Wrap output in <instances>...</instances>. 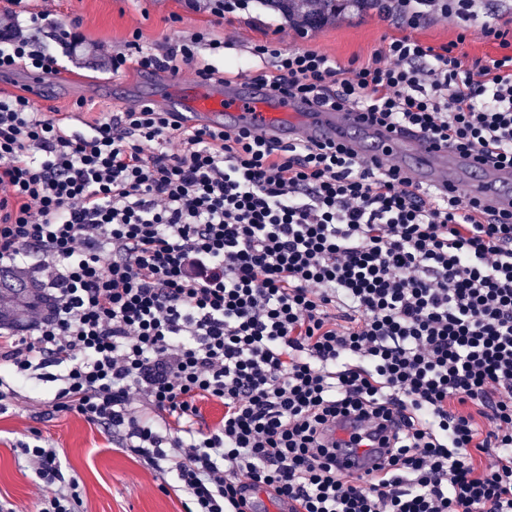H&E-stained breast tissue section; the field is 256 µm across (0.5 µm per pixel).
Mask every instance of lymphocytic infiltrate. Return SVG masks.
Segmentation results:
<instances>
[{"label": "lymphocytic infiltrate", "instance_id": "obj_1", "mask_svg": "<svg viewBox=\"0 0 512 512\" xmlns=\"http://www.w3.org/2000/svg\"><path fill=\"white\" fill-rule=\"evenodd\" d=\"M482 0H404L401 35L342 64L283 41L251 43L257 82L358 110L512 167V31L464 65L456 40L416 35L429 17L477 21ZM0 20V73L61 71ZM225 44L133 30L96 53L113 74L219 75ZM208 57H201V50ZM25 94H0V266L35 269L43 304L0 343V400L56 368L50 404L120 433L152 466L175 456L187 512H512V213L420 191L393 158L282 145L245 128L187 127L139 104L100 112L86 135ZM221 405L216 426L199 403ZM374 440L391 418L386 472L334 464L339 418ZM42 488L35 512H80L76 477L39 431L19 442Z\"/></svg>", "mask_w": 512, "mask_h": 512}]
</instances>
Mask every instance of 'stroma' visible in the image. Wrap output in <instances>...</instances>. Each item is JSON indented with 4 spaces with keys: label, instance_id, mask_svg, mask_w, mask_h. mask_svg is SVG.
I'll return each mask as SVG.
<instances>
[{
    "label": "stroma",
    "instance_id": "obj_1",
    "mask_svg": "<svg viewBox=\"0 0 512 512\" xmlns=\"http://www.w3.org/2000/svg\"><path fill=\"white\" fill-rule=\"evenodd\" d=\"M55 14L65 22L79 21L87 44L70 51L51 39V27L29 30L34 45L56 53L73 82L57 85L53 111H71L77 100L92 104L95 111L124 107L121 99L106 93L103 82L110 74L86 65L89 45L122 46L134 29L145 41L155 43L180 39L198 28H208L212 38L225 32L238 33L235 45L224 52L225 66H234L247 46L272 33L281 24L279 15L251 0L247 10L217 18L209 11L185 8L182 0H53ZM179 22H172V15ZM395 18L373 9L350 15L305 34L289 32L288 42L309 46L347 63L351 58H369L386 36L399 34ZM54 383L36 381L21 387L0 413V512H31L37 499V478L25 456L14 444L36 429L56 448L66 474L76 476L82 512H185L184 495L160 490L159 474L126 449L120 448L103 428L72 414L53 412L49 400Z\"/></svg>",
    "mask_w": 512,
    "mask_h": 512
}]
</instances>
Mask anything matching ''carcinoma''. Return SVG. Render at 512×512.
<instances>
[{
    "instance_id": "carcinoma-1",
    "label": "carcinoma",
    "mask_w": 512,
    "mask_h": 512,
    "mask_svg": "<svg viewBox=\"0 0 512 512\" xmlns=\"http://www.w3.org/2000/svg\"><path fill=\"white\" fill-rule=\"evenodd\" d=\"M288 22V26L304 31L336 21L349 12H362L378 6L380 0H260ZM0 291L10 294L17 311L13 320L33 309L36 303L31 285L5 270L0 273Z\"/></svg>"
}]
</instances>
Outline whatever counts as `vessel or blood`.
<instances>
[{"mask_svg": "<svg viewBox=\"0 0 512 512\" xmlns=\"http://www.w3.org/2000/svg\"><path fill=\"white\" fill-rule=\"evenodd\" d=\"M142 105L180 113L186 125L247 127L282 143L318 139L350 147L359 156L392 155L410 180L422 189L461 192L498 211L512 210V169L496 168L474 153L435 143L420 134L370 124L360 112H332L314 104L270 97L258 82L201 80L194 93L182 91L180 77H168L158 95L141 97ZM377 446L358 444L336 451V467L346 475L370 470Z\"/></svg>", "mask_w": 512, "mask_h": 512, "instance_id": "1", "label": "vessel or blood"}]
</instances>
